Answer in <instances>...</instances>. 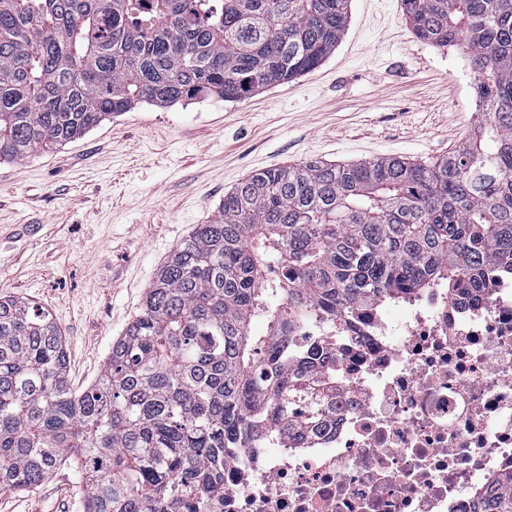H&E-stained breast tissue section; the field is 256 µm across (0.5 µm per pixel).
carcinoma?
I'll return each instance as SVG.
<instances>
[{"label": "carcinoma", "mask_w": 512, "mask_h": 512, "mask_svg": "<svg viewBox=\"0 0 512 512\" xmlns=\"http://www.w3.org/2000/svg\"><path fill=\"white\" fill-rule=\"evenodd\" d=\"M351 0H0V160L23 161L139 104L241 100L336 51ZM412 31L458 46L476 125L448 156L255 172L160 268L98 380L68 384L49 311L0 300V490L60 466L83 512H211L229 450L269 421L290 447L336 402L325 343L383 297L512 271V0H403ZM261 320L265 330L252 331ZM305 417L293 419L296 403ZM512 512V476L485 495Z\"/></svg>", "instance_id": "carcinoma-1"}]
</instances>
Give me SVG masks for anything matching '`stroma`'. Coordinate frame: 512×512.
<instances>
[{"label":"stroma","instance_id":"obj_1","mask_svg":"<svg viewBox=\"0 0 512 512\" xmlns=\"http://www.w3.org/2000/svg\"><path fill=\"white\" fill-rule=\"evenodd\" d=\"M475 73L418 39L402 0H351L335 53L239 100L141 104L62 146L0 161V298L48 310L74 391L99 377L160 267L239 180L309 160L431 161L473 128ZM71 467L0 512H82Z\"/></svg>","mask_w":512,"mask_h":512}]
</instances>
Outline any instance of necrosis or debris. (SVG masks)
Instances as JSON below:
<instances>
[{
    "label": "necrosis or debris",
    "instance_id": "1",
    "mask_svg": "<svg viewBox=\"0 0 512 512\" xmlns=\"http://www.w3.org/2000/svg\"><path fill=\"white\" fill-rule=\"evenodd\" d=\"M344 333L330 420L245 449L212 512H480L512 473V276L377 303Z\"/></svg>",
    "mask_w": 512,
    "mask_h": 512
}]
</instances>
